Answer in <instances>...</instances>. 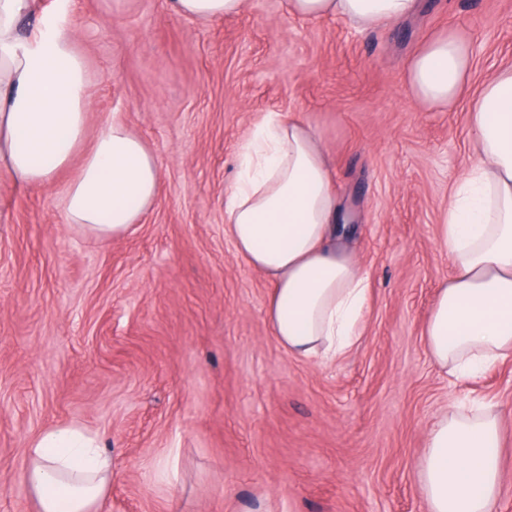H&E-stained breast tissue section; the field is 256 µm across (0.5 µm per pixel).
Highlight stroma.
I'll return each instance as SVG.
<instances>
[{
    "instance_id": "35a3bbf8",
    "label": "stroma",
    "mask_w": 512,
    "mask_h": 512,
    "mask_svg": "<svg viewBox=\"0 0 512 512\" xmlns=\"http://www.w3.org/2000/svg\"><path fill=\"white\" fill-rule=\"evenodd\" d=\"M90 76L87 140L122 119L154 154L161 193L103 239L67 223L54 183L0 177V512H35L21 478L43 430L100 434L112 483L97 512H428V425L490 399L504 432L500 512H512V359L458 381L421 333L455 265L439 222L475 160L470 98L512 67V0H419L359 30L244 0L202 23L166 0H70ZM454 33L473 66L454 108L416 101L406 72ZM323 135L349 247L371 274L359 345L289 356L266 321L270 283L224 234L242 142L267 113Z\"/></svg>"
}]
</instances>
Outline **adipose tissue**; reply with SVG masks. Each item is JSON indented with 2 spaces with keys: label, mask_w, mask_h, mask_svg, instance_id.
Masks as SVG:
<instances>
[{
  "label": "adipose tissue",
  "mask_w": 512,
  "mask_h": 512,
  "mask_svg": "<svg viewBox=\"0 0 512 512\" xmlns=\"http://www.w3.org/2000/svg\"><path fill=\"white\" fill-rule=\"evenodd\" d=\"M418 0H289L292 14L337 17L361 29L410 17ZM243 0H170L181 16L208 22L237 14ZM32 0H0V176L52 184L82 145L88 74L72 34L57 18L29 37L21 20ZM471 67L468 45L436 36L414 55L407 82L422 102L450 107ZM478 160L457 182L440 226L456 274L440 288L422 336L434 363L457 379L477 378L512 357V68L469 106ZM241 170L224 204V233L237 254L272 284L266 316L288 354L333 359L363 333L370 273L337 244L338 204L323 138L310 124L269 114L240 148ZM160 190L157 160L120 119H112L61 191L68 223L103 238L131 231ZM495 404L474 414L451 405L427 433L419 478L429 512H499ZM23 479L36 512H96L112 482L101 436L56 426L34 438Z\"/></svg>",
  "instance_id": "1"
}]
</instances>
